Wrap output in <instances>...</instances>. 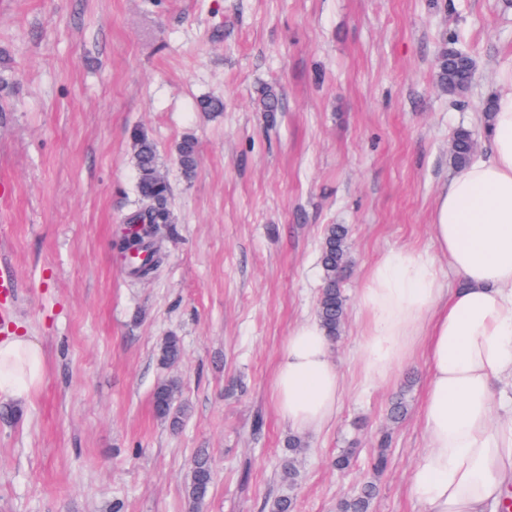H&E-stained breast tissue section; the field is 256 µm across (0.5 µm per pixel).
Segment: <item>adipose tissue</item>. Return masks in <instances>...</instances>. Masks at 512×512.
Masks as SVG:
<instances>
[{
    "label": "adipose tissue",
    "mask_w": 512,
    "mask_h": 512,
    "mask_svg": "<svg viewBox=\"0 0 512 512\" xmlns=\"http://www.w3.org/2000/svg\"><path fill=\"white\" fill-rule=\"evenodd\" d=\"M495 100L490 147L438 193L430 233L453 278L442 281L417 250L385 255L368 271L359 303L368 315L361 374L388 379L424 344L422 408L427 448L412 476L425 512H501L512 479V68ZM318 322L290 334L274 380L281 418L299 432L329 424L343 393ZM43 377L38 343L0 340V403L26 400Z\"/></svg>",
    "instance_id": "obj_1"
}]
</instances>
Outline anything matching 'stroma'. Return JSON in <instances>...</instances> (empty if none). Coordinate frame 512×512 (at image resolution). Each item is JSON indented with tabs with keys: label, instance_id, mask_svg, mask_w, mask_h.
I'll use <instances>...</instances> for the list:
<instances>
[{
	"label": "stroma",
	"instance_id": "1",
	"mask_svg": "<svg viewBox=\"0 0 512 512\" xmlns=\"http://www.w3.org/2000/svg\"><path fill=\"white\" fill-rule=\"evenodd\" d=\"M476 79L453 106L436 77L448 45ZM512 64V0H0V337L41 347L44 378L0 405V512H184L199 449L215 469L207 512H336L373 476V512H424L410 480L426 447L423 347L385 381L360 371L359 290L401 249L433 250L434 200L454 175L450 139L488 148L483 106ZM279 96L268 120L262 88ZM222 99L220 113L200 99ZM157 146L172 186L164 265L135 282L113 243L138 204L129 135ZM196 140L185 177L177 146ZM348 229L346 319L329 356L344 380L333 421L294 430L273 377L291 332L315 320L327 225ZM185 354L158 362L166 337ZM179 378V430L156 385ZM404 396L407 413L388 409ZM352 450L350 467L332 466Z\"/></svg>",
	"mask_w": 512,
	"mask_h": 512
}]
</instances>
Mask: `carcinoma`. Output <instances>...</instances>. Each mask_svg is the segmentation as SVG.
I'll list each match as a JSON object with an SVG mask.
<instances>
[{"label":"carcinoma","instance_id":"1","mask_svg":"<svg viewBox=\"0 0 512 512\" xmlns=\"http://www.w3.org/2000/svg\"><path fill=\"white\" fill-rule=\"evenodd\" d=\"M439 78L441 86L451 96L466 94L474 80V65L471 57L460 48L451 46L439 56ZM260 111L274 119L280 111L278 95L267 88L258 98ZM132 162L137 173L138 207L128 217L130 227L123 236L127 245L135 248L141 259L128 267L129 275L140 281L149 280L161 267L165 253L157 240L159 225L172 223L169 207L171 186L161 177L158 150L147 135L135 129L130 135ZM473 134L460 128L453 137L450 149L451 163L461 168L472 160L474 154ZM177 160L186 177H191L198 165L197 144L192 138L183 139L177 146ZM320 261L325 283L320 290L316 316L329 341L339 338L346 318V301L340 288L342 275L348 264L347 230L342 224H329L321 244ZM183 356V348L176 336L167 337L160 346L159 360L162 365H177ZM181 383L176 378L162 381L153 392L155 416L171 429L180 427L184 408L176 405ZM214 484L211 458L205 449L197 451L190 462L184 480L185 512H206L207 500ZM378 485L374 480L362 483L352 496L336 505V512H371Z\"/></svg>","mask_w":512,"mask_h":512}]
</instances>
